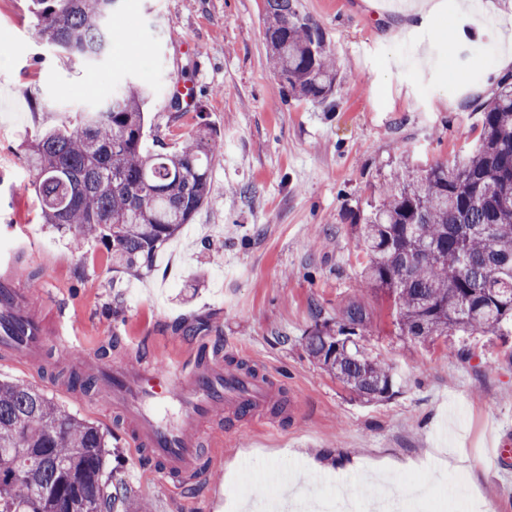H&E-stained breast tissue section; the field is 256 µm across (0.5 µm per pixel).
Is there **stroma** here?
I'll list each match as a JSON object with an SVG mask.
<instances>
[{
	"mask_svg": "<svg viewBox=\"0 0 512 512\" xmlns=\"http://www.w3.org/2000/svg\"><path fill=\"white\" fill-rule=\"evenodd\" d=\"M411 0H301L343 75L331 105L283 101L262 37L263 0H118L110 48L70 60L35 35L33 0H0V253L26 268L31 312L47 327L65 314L79 337L81 373L111 363L185 359L203 336L222 339L237 364L271 371L291 414L279 430L225 413L205 423L215 447L205 480L163 476L128 440L126 422L69 377L68 348L48 344L32 364L0 352V379L24 380L98 424L137 498L154 512H238L239 477L260 471L255 499L281 496L292 473L323 493L343 484L367 500L380 473L399 488L436 467L439 448L459 462L477 497L462 496L453 472L428 480L423 512H512V466L491 450L512 441V335H448L430 344L401 336L393 305L360 287L365 254L352 228L382 200L400 162L462 159L477 144L473 101L492 96L496 63L468 46L512 39L506 0H481L465 16L410 21ZM194 83L197 106L165 104L172 82ZM134 83L152 91L146 144L177 149L207 126L219 145L211 192L195 214L202 235L181 231L180 265L161 249L151 269L116 270L100 241L74 248L44 224L22 145L42 128L101 108ZM124 309L112 313L114 295ZM374 314L363 338L400 382L389 400L366 404L304 352L317 318L339 316L352 299ZM199 323L196 335L179 325Z\"/></svg>",
	"mask_w": 512,
	"mask_h": 512,
	"instance_id": "obj_1",
	"label": "stroma"
}]
</instances>
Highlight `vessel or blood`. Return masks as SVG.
<instances>
[{
  "instance_id": "b4317fda",
  "label": "vessel or blood",
  "mask_w": 512,
  "mask_h": 512,
  "mask_svg": "<svg viewBox=\"0 0 512 512\" xmlns=\"http://www.w3.org/2000/svg\"><path fill=\"white\" fill-rule=\"evenodd\" d=\"M21 321L23 331L17 338L12 327H0V349L36 359L47 345L44 327L28 314ZM209 348V343H202L171 368L150 362L133 372L118 364L101 363L96 368L101 390L131 426L134 447L158 463L163 474L198 478L206 441L200 423L216 408L247 415L277 399V382L269 373L247 374L226 367L223 360L211 357Z\"/></svg>"
}]
</instances>
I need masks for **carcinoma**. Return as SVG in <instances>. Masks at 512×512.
Returning <instances> with one entry per match:
<instances>
[{
	"label": "carcinoma",
	"mask_w": 512,
	"mask_h": 512,
	"mask_svg": "<svg viewBox=\"0 0 512 512\" xmlns=\"http://www.w3.org/2000/svg\"><path fill=\"white\" fill-rule=\"evenodd\" d=\"M38 38L92 59L109 48L118 0H36ZM262 36L280 94L327 104L341 81L322 28L300 0H264ZM151 91L131 84L103 112L35 134L23 149L45 223L99 239L112 267L152 268L156 252L208 198L217 148L203 128L182 148L144 146ZM478 145L464 161L392 175L383 203L353 225L367 261L361 286L387 293L405 338L425 344L512 326V76L478 103ZM373 313L349 303L301 338L307 356L364 403L395 393V379L355 337ZM95 423L44 390L0 381V512H129L132 489L108 464Z\"/></svg>",
	"instance_id": "carcinoma-1"
}]
</instances>
